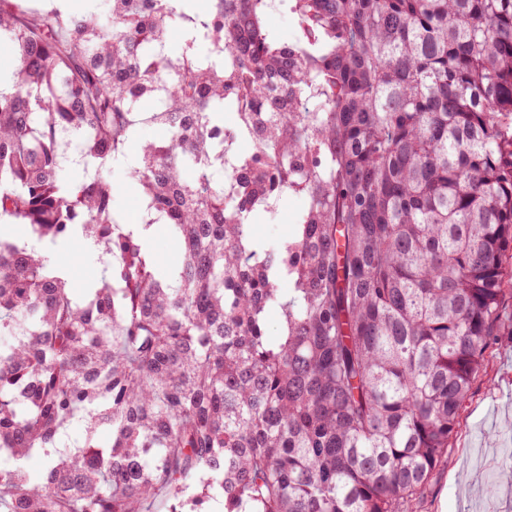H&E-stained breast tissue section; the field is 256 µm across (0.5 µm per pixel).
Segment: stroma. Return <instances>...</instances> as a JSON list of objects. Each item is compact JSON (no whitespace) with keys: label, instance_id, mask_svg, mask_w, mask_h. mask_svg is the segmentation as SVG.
Instances as JSON below:
<instances>
[{"label":"stroma","instance_id":"1","mask_svg":"<svg viewBox=\"0 0 512 512\" xmlns=\"http://www.w3.org/2000/svg\"><path fill=\"white\" fill-rule=\"evenodd\" d=\"M71 261L72 287L97 279L95 252L78 237L56 246ZM503 323L485 355L442 464L417 501L416 512H512V287Z\"/></svg>","mask_w":512,"mask_h":512}]
</instances>
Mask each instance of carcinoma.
I'll use <instances>...</instances> for the list:
<instances>
[{
    "label": "carcinoma",
    "instance_id": "carcinoma-1",
    "mask_svg": "<svg viewBox=\"0 0 512 512\" xmlns=\"http://www.w3.org/2000/svg\"><path fill=\"white\" fill-rule=\"evenodd\" d=\"M174 2L0 0V219L106 269L76 296L0 231V512H414L512 281V0H280L288 41L272 0ZM149 101L171 278L104 177ZM270 24L274 32L283 39H293L298 30L294 18L279 5L276 0L269 13ZM303 206L301 199L290 197L281 208L278 220L271 224L254 225L255 235L263 240L274 241L289 229L293 222L294 214Z\"/></svg>",
    "mask_w": 512,
    "mask_h": 512
}]
</instances>
